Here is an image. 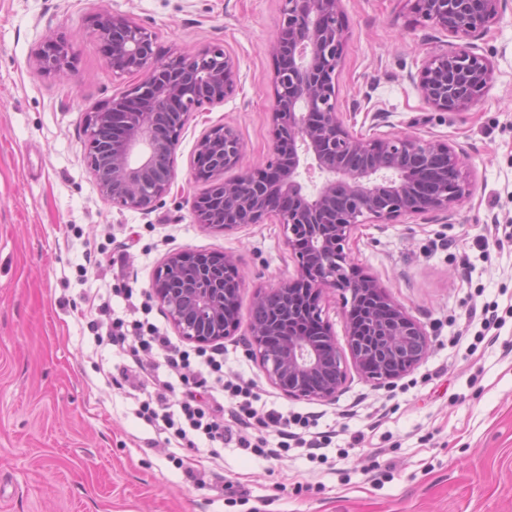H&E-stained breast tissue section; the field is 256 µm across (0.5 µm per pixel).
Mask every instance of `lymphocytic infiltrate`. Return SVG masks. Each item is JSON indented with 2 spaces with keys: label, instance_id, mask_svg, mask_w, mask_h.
<instances>
[{
  "label": "lymphocytic infiltrate",
  "instance_id": "1",
  "mask_svg": "<svg viewBox=\"0 0 512 512\" xmlns=\"http://www.w3.org/2000/svg\"><path fill=\"white\" fill-rule=\"evenodd\" d=\"M108 336L112 345L128 351L133 362L132 367L122 368L119 375L125 384L134 388H153V401L143 402L140 415L148 423H163L165 429L174 431L181 447L196 449V435H204L206 440L223 444H235L237 447L252 451L259 456L268 455V441L265 437L250 438L249 429L280 426L281 438L295 441L298 447L315 451L328 445L329 439L323 433L309 431L307 418L287 416L275 410L260 411L255 403L259 399L256 386L252 381L241 379L230 382L222 375L223 354L220 351L199 350V366H192L189 351L182 349L170 337L164 336L159 329L146 320H113ZM162 358L169 376L160 378L153 373L148 364L149 356ZM210 387L216 397L208 403H201L197 390ZM181 392V416L173 418L170 414L159 413V405L165 404L170 393ZM230 393L236 406L232 414H225L221 393Z\"/></svg>",
  "mask_w": 512,
  "mask_h": 512
}]
</instances>
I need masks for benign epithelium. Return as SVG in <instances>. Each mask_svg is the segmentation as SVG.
<instances>
[{"instance_id":"7a95c632","label":"benign epithelium","mask_w":512,"mask_h":512,"mask_svg":"<svg viewBox=\"0 0 512 512\" xmlns=\"http://www.w3.org/2000/svg\"><path fill=\"white\" fill-rule=\"evenodd\" d=\"M419 17L455 41L431 54L417 87L436 112H462L489 84L490 64L476 41L498 24L503 0H414ZM95 36L107 65L142 80L84 113L85 160L101 196L120 210L146 211L172 189V155L192 112L233 94L238 69L222 49L153 61L155 33L110 12L97 16ZM348 33L343 0H284L273 51L272 157L226 180L239 164L242 143L229 125L205 131L191 162L210 182L192 204L194 221L231 231L270 220L282 226L297 263L296 276L256 292L251 350L268 382L290 398L331 402L349 368L376 386L394 383L426 356L422 325L384 288L351 262L359 227L402 216L447 211L464 197L465 161L448 142L379 133L363 137L345 125L337 107V73ZM35 65L65 77L68 52L47 36ZM319 174L308 190L303 176ZM243 288L233 259L205 251L168 255L151 291L179 336L196 344L224 340L239 326ZM339 292L352 364L323 318L322 301Z\"/></svg>"}]
</instances>
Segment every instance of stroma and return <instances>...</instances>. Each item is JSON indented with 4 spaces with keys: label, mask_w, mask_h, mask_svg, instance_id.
Instances as JSON below:
<instances>
[{
    "label": "stroma",
    "mask_w": 512,
    "mask_h": 512,
    "mask_svg": "<svg viewBox=\"0 0 512 512\" xmlns=\"http://www.w3.org/2000/svg\"><path fill=\"white\" fill-rule=\"evenodd\" d=\"M282 0H0V512H512V0L479 45L487 92L469 110L436 112L411 80L448 38L412 0H345L348 40L338 76L347 126L441 139L470 168L449 211L361 226L354 263L424 327L426 357L388 387L358 375L336 401L293 400L272 387L249 351L255 292L295 274L280 225L233 231L195 224L206 189L189 170L212 126L234 127L239 172L271 157V51ZM132 18L156 34L155 58L221 47L239 82L203 106L175 151L176 179L148 211L121 210L98 192L84 159L85 111L136 77L113 74L92 34L97 13ZM70 46V76L32 64L44 37ZM185 249L233 256L245 283L240 325L225 339L224 373L253 379L266 408L312 414L335 433L326 461L302 450L266 459L201 442L205 487L186 481L183 449L138 415L147 394L112 375L128 356L102 342L125 316L122 289L166 334L150 294L157 267ZM122 257L121 269L111 260ZM498 316L494 340L471 310ZM244 486L234 495L229 485Z\"/></svg>",
    "instance_id": "1"
}]
</instances>
